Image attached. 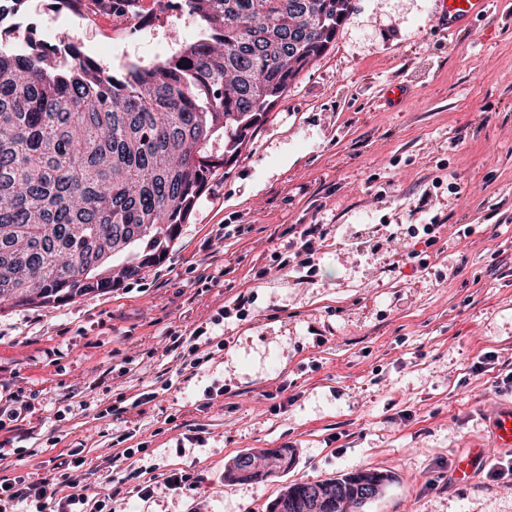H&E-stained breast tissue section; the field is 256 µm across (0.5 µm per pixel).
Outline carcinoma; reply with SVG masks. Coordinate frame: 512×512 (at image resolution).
Segmentation results:
<instances>
[{
    "mask_svg": "<svg viewBox=\"0 0 512 512\" xmlns=\"http://www.w3.org/2000/svg\"><path fill=\"white\" fill-rule=\"evenodd\" d=\"M194 41L152 65L110 70L79 43L62 49L10 23L0 0V303L59 304L119 285L114 258L136 245L126 279L161 262L214 173L301 73L336 41L351 0H182ZM255 481L293 450L252 455ZM394 481L358 469L288 485L268 512H350Z\"/></svg>",
    "mask_w": 512,
    "mask_h": 512,
    "instance_id": "carcinoma-1",
    "label": "carcinoma"
}]
</instances>
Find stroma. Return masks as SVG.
Instances as JSON below:
<instances>
[{
    "label": "stroma",
    "instance_id": "obj_1",
    "mask_svg": "<svg viewBox=\"0 0 512 512\" xmlns=\"http://www.w3.org/2000/svg\"><path fill=\"white\" fill-rule=\"evenodd\" d=\"M351 6L161 263L59 305H0V399L32 404L0 431V478H49L60 451L100 458L132 430L144 450L120 469L200 472L207 512H267L286 485L355 469L395 477L363 512H512V475L448 478L473 445L508 456L490 441L512 392L473 367L488 352L512 361V10L448 33L439 0ZM18 21L108 67L164 60L197 28L173 13L116 37L110 15L47 0H27ZM428 222L440 230L426 267L359 246ZM308 224L331 232L312 284L278 267ZM252 291L253 316L224 323L223 354L177 373L169 331L191 334ZM214 384L224 394L208 407ZM144 391L156 397L141 412L104 416ZM186 424L201 440L182 447ZM282 446L296 452L288 471L225 480L238 455Z\"/></svg>",
    "mask_w": 512,
    "mask_h": 512
}]
</instances>
